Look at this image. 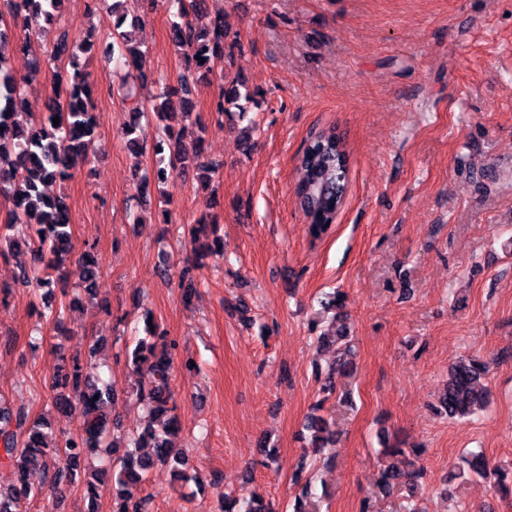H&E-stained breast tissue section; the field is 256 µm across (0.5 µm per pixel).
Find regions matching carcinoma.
Masks as SVG:
<instances>
[{
    "instance_id": "1",
    "label": "carcinoma",
    "mask_w": 512,
    "mask_h": 512,
    "mask_svg": "<svg viewBox=\"0 0 512 512\" xmlns=\"http://www.w3.org/2000/svg\"><path fill=\"white\" fill-rule=\"evenodd\" d=\"M63 0H3L0 4V195L11 203L0 219V259L15 261L17 280L23 285L50 288L66 273V263L81 270V281L89 292L96 291L97 261L89 253L72 256L70 207L65 195H48L45 186L70 178V169L79 159L88 158L96 139L97 119L95 90L89 84L86 56L94 48L92 36L75 44L60 34L48 54L34 51V44L55 27ZM177 20L170 25V38L176 50L187 61V73L181 75L178 87L164 91L152 103L150 114L157 122L160 134L152 145L140 138V117L143 112V90L146 79L135 74L143 55L141 43L132 32L124 29L128 12L124 0L112 3L113 29L110 55L126 71L116 74L117 85L112 93L131 106L133 122L122 132L128 149L152 148L159 156L152 170V178L160 183L168 181L177 171L192 170L204 179L219 170V165L204 159L202 138L192 145L184 140V129L176 130L192 115L191 99L196 74L208 75L224 60L231 57L234 44L227 43L223 21L206 13L207 0H173ZM13 31L20 32L16 46L32 53V66L41 63L56 66V94L49 98L43 112L30 122L22 124L19 116L29 113V103L20 82L12 74L4 45ZM204 61L197 60V57ZM238 81L230 89H220L212 111L219 117L232 114L229 105L239 98ZM177 97L173 105L171 97ZM59 118V125L53 119ZM348 155L343 137L330 127L311 137L300 152L296 164L297 178L294 195L298 208L309 224L310 234L317 240L325 236L336 223L345 205L350 177L339 165V158ZM220 238L203 248L194 263L182 271L187 282L183 298L194 293L192 271L203 265L204 258L220 253ZM164 334L157 331L136 341L127 354L128 366L139 375L138 386L131 391L148 408V424L133 439V445L112 447V472L117 491L113 512H146V499L138 491L146 481L148 471L157 462L168 463L183 472L186 459L176 447L178 431L174 411V397L170 388L174 357L166 350H158ZM318 347H336V356L330 364L323 385L324 400L335 394L336 376L353 368V349L340 329L334 336H320ZM63 365L59 368L51 389L56 391L55 404L75 413L79 432L50 438L51 424L44 418L30 420L28 411L15 410L0 404V448L4 464L15 470V482L0 489V512H27L28 506L43 495V478L55 470L58 481L66 479L70 469L89 452L101 447L110 435L116 391L108 384L98 385L91 379L88 367L79 362L66 363V356L58 352ZM490 364L475 358L463 357L448 369V382L437 403L440 412L450 419H463L489 404L484 380ZM306 430L311 433L317 448L333 443L327 420L320 415L309 417ZM150 452H144V449ZM420 469L404 471L392 464L381 468L378 488L384 496L406 491L399 512H419L409 492L422 478ZM288 512H317L312 487L306 484L301 493L288 503Z\"/></svg>"
}]
</instances>
